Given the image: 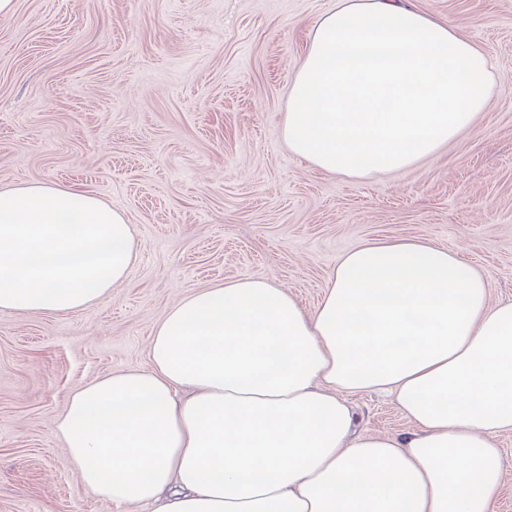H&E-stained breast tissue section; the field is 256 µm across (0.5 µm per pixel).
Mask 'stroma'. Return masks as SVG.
I'll list each match as a JSON object with an SVG mask.
<instances>
[{"label":"stroma","instance_id":"stroma-1","mask_svg":"<svg viewBox=\"0 0 512 512\" xmlns=\"http://www.w3.org/2000/svg\"><path fill=\"white\" fill-rule=\"evenodd\" d=\"M512 78V0H410ZM336 0H16L0 18V186L47 181L126 212L138 259L78 312L0 311V512H148L92 495L63 456L71 392L146 365L179 299L267 280L311 311L369 240L426 238L512 301V94L437 155L374 180L333 176L282 137L315 21ZM360 430H410L353 395Z\"/></svg>","mask_w":512,"mask_h":512}]
</instances>
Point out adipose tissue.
<instances>
[{
    "mask_svg": "<svg viewBox=\"0 0 512 512\" xmlns=\"http://www.w3.org/2000/svg\"><path fill=\"white\" fill-rule=\"evenodd\" d=\"M506 81L404 0H337L316 22L283 138L333 175L434 157ZM138 258L124 211L48 182L0 186V311L89 308ZM393 396L403 434L354 429L348 395ZM56 430L98 498L152 512H490L512 432V302L426 239L365 242L314 312L262 279L183 297L146 366L95 378Z\"/></svg>",
    "mask_w": 512,
    "mask_h": 512,
    "instance_id": "1",
    "label": "adipose tissue"
}]
</instances>
